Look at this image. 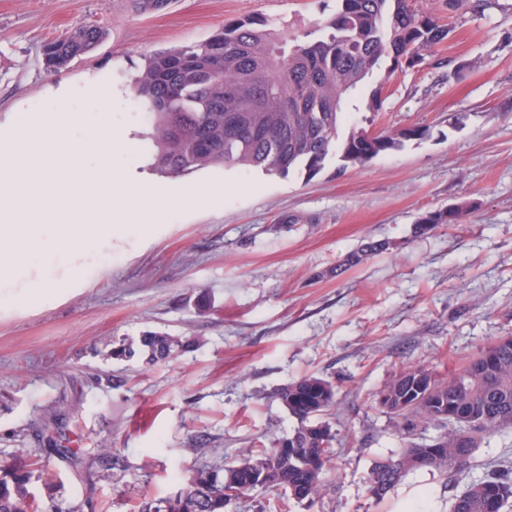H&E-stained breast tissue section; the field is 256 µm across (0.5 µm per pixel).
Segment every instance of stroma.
<instances>
[{
  "label": "stroma",
  "mask_w": 512,
  "mask_h": 512,
  "mask_svg": "<svg viewBox=\"0 0 512 512\" xmlns=\"http://www.w3.org/2000/svg\"><path fill=\"white\" fill-rule=\"evenodd\" d=\"M416 8L449 25L447 40L417 67L384 79L373 131L427 128L420 140L362 166L329 159L315 176L293 170L209 168L173 178L204 189L209 204L161 224L117 232L79 261L6 285L25 302L0 309V463L43 460L29 489L40 512H135L174 493L198 466L228 464L286 436L297 419L276 393L315 375L336 387L327 419L336 455L326 492L291 512H449L462 489L425 470L385 496L370 493L376 462L403 446L398 420L377 403L401 369L423 364L447 377L466 357L512 336V0L482 13ZM336 0H0V128L55 109L58 81L109 73L105 106L65 101L85 123L111 118L150 158V119L132 81L154 51L201 43L224 24L253 15L300 35L333 15ZM78 24L105 38L66 69L47 71L45 42ZM463 65L461 75L450 66ZM451 207L460 223L418 236L423 215ZM379 254L346 267L368 241ZM83 269L72 285V266ZM49 276L46 304L27 302ZM193 339L154 365L114 358L113 347L144 332ZM207 434V447L196 437ZM71 448L77 459L45 457ZM110 448L111 474L95 463ZM512 460V428L485 437L466 471Z\"/></svg>",
  "instance_id": "stroma-1"
}]
</instances>
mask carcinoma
Listing matches in <instances>:
<instances>
[{
	"instance_id": "obj_1",
	"label": "carcinoma",
	"mask_w": 512,
	"mask_h": 512,
	"mask_svg": "<svg viewBox=\"0 0 512 512\" xmlns=\"http://www.w3.org/2000/svg\"><path fill=\"white\" fill-rule=\"evenodd\" d=\"M334 15L318 28L288 40L260 18L225 25L206 41L155 52L134 82L153 119L155 171L188 175L216 167H248L268 174L293 169L315 174L336 155L344 164L362 165L380 154L420 140L427 129L414 126L396 134L343 129L348 110H380L379 93L361 104L358 89L375 70L385 78L412 69L417 60L443 43L449 30L433 15H422L412 0H338ZM450 9L483 12L491 0H448ZM105 37L94 25H77L69 35L44 45L47 69L59 71L94 49ZM454 210L431 213L416 225L423 235L439 224H457ZM372 241L353 253L349 265L367 253L388 249ZM190 343L148 332L138 343L122 344L124 357L166 361ZM423 365L403 368L380 391L384 408L400 419L404 448L378 462L370 481L381 484V501L406 474L415 471L410 457L428 447L415 441L417 431L433 436L441 455L428 471L455 476L469 463L478 441L512 425V336L500 337L462 362L447 381H430ZM299 420L286 437L236 464L204 463L174 496L143 500L137 512H228L240 497L229 490L284 491L268 501V512H288V501H312L322 495L323 475L335 456L328 423L319 420L336 401L335 387L306 375L277 393ZM27 464H0V512H37L28 485ZM502 490L503 512L512 509V469L494 467L454 496L450 512H486L485 492Z\"/></svg>"
}]
</instances>
